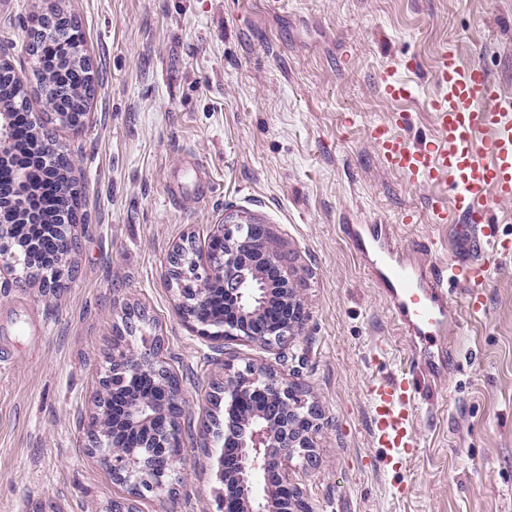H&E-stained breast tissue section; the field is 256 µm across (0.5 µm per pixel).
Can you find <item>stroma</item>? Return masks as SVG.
Wrapping results in <instances>:
<instances>
[{
  "mask_svg": "<svg viewBox=\"0 0 512 512\" xmlns=\"http://www.w3.org/2000/svg\"><path fill=\"white\" fill-rule=\"evenodd\" d=\"M54 9L82 31L97 85L82 127L50 126L79 198L61 286H22L0 267V512H112L130 498L86 429L129 307L163 338L191 413L174 496L135 499L136 512H216L204 449L223 437L201 429L224 411L208 395L225 364L248 361L321 411L313 463L288 465L309 512H512V257L497 260L483 312L460 314L438 400L417 419V457L386 473L366 389L419 354L341 231L390 224L426 262L472 259L448 225L399 223L431 188L388 169L366 130L399 108L407 136L432 134L430 71L446 42L512 97V0H0V54L24 76L28 20ZM389 67L415 87L397 105L375 82ZM190 154L207 172L200 196ZM232 215L268 225L285 256L304 315L284 348L212 341L176 313L173 248L204 244Z\"/></svg>",
  "mask_w": 512,
  "mask_h": 512,
  "instance_id": "35a3bbf8",
  "label": "stroma"
}]
</instances>
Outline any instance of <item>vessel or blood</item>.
Instances as JSON below:
<instances>
[{
	"label": "vessel or blood",
	"mask_w": 512,
	"mask_h": 512,
	"mask_svg": "<svg viewBox=\"0 0 512 512\" xmlns=\"http://www.w3.org/2000/svg\"><path fill=\"white\" fill-rule=\"evenodd\" d=\"M431 78L432 141L420 145L398 134L407 121L403 111L372 126L369 137L387 168L410 183L431 186L430 223L465 225L487 258L446 267L416 263L406 257L390 225L342 227L402 334L419 342L413 372L376 380L369 388L372 438L386 469L414 456L416 419L437 394L433 376L445 351L459 344L455 288H462L467 310H480L490 280L489 258L512 256V239L500 232L495 218L496 207L512 199V97L483 65L464 64L451 43L440 46ZM377 84L394 103L412 95L411 86L388 69L378 74Z\"/></svg>",
	"instance_id": "1"
}]
</instances>
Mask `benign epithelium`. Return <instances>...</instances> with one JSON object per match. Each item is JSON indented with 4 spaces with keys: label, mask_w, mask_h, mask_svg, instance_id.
Wrapping results in <instances>:
<instances>
[{
    "label": "benign epithelium",
    "mask_w": 512,
    "mask_h": 512,
    "mask_svg": "<svg viewBox=\"0 0 512 512\" xmlns=\"http://www.w3.org/2000/svg\"><path fill=\"white\" fill-rule=\"evenodd\" d=\"M58 233L57 253L64 261L71 254L74 238L71 225L54 226ZM205 260L185 263V250L177 246L170 258L169 277L176 278L177 312L187 323L195 324L194 313L208 299V289L188 287V280L214 284L221 279L224 304L231 315L224 319V337L259 344L268 349L282 348L299 335L302 303L289 286L288 273L280 252L270 243L267 226L246 216L229 217L213 235ZM280 273L282 287L273 288L269 270ZM112 369L122 373H152L161 393L129 409L128 422L143 426L156 418L172 425L190 416L181 385L169 384L171 369L163 348L142 350L129 344L112 355ZM96 411L87 422L94 437L108 423L110 378ZM215 402L224 403V437L236 442L232 453L221 464L216 495L218 512H307L299 489L288 480V462L295 457L309 463L315 458V434L319 410L294 381L269 366L247 362L240 367L224 365V382L216 387ZM159 444L151 448H114L103 457L112 477L132 487L145 498L163 492L172 494L171 475L181 459L168 455Z\"/></svg>",
    "instance_id": "benign-epithelium-1"
}]
</instances>
